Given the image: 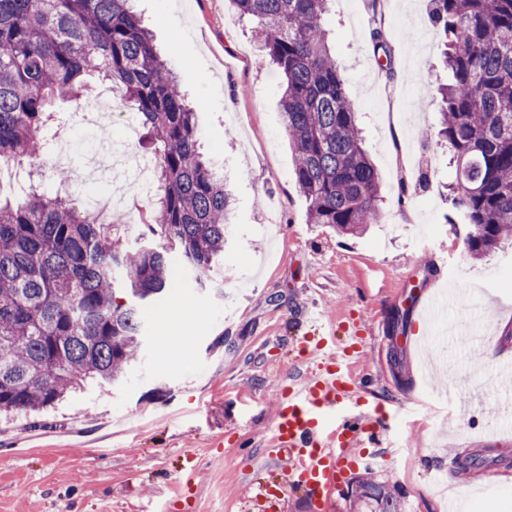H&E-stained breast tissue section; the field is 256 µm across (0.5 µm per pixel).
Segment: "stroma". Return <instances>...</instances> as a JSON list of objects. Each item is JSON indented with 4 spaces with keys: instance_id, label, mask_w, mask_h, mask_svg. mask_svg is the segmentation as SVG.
<instances>
[{
    "instance_id": "35a3bbf8",
    "label": "stroma",
    "mask_w": 512,
    "mask_h": 512,
    "mask_svg": "<svg viewBox=\"0 0 512 512\" xmlns=\"http://www.w3.org/2000/svg\"><path fill=\"white\" fill-rule=\"evenodd\" d=\"M134 7L189 97L202 153L233 188L223 288H201L174 258L179 291L147 313L142 358L123 383L88 385L39 412L0 411V512H242L257 493L253 473L274 471L264 448L278 398L323 365L322 337L349 346L343 324L364 338L351 366L365 380L355 398L379 439L350 454L334 512H351V485L367 473L398 487L402 512H447L436 494L443 481L467 512H512V465L475 476L454 464L458 452L512 450V385L481 383L512 365V278L500 272L512 245L471 259L446 219L448 149L419 136L438 120L440 101L427 85L448 80L430 0H336L327 20L382 180L381 217L356 236L308 220L293 181L281 77L261 62L251 21L230 0H135ZM378 25L390 33L389 79L368 45ZM102 95L96 86L61 105L66 122L55 144L71 161L48 152L33 162L46 192L57 190V169L80 172L81 142L136 155L143 132L127 134L129 108L90 113ZM424 172L427 187L413 192ZM424 288L461 292L447 323L489 326L479 371L463 366L448 337L438 340L441 368L421 365L430 326L415 296ZM313 303L324 326L307 320ZM185 308L196 312L189 341L158 334ZM399 314L406 325H397ZM450 366L453 399L437 394Z\"/></svg>"
}]
</instances>
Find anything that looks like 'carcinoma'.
Returning <instances> with one entry per match:
<instances>
[{
  "label": "carcinoma",
  "mask_w": 512,
  "mask_h": 512,
  "mask_svg": "<svg viewBox=\"0 0 512 512\" xmlns=\"http://www.w3.org/2000/svg\"><path fill=\"white\" fill-rule=\"evenodd\" d=\"M131 0H0V173L48 150L55 104L95 77L136 113L162 194L136 238L68 194L35 187L0 198V410L40 411L89 378L118 380L137 361L145 310L175 288L172 256L197 280L224 263L228 190L198 151L195 112ZM253 22L282 78L280 107L309 222L346 235L380 217V175L363 147L326 20L335 0H231ZM444 35L438 135L455 180L448 223L463 218L469 256L512 243V0H431ZM389 70V41L371 33ZM473 453L455 465L475 474ZM355 512H401L396 489L356 480Z\"/></svg>",
  "instance_id": "obj_1"
}]
</instances>
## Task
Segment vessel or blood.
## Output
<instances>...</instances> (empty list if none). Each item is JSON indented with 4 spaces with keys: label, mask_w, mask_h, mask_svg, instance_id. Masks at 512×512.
<instances>
[{
    "label": "vessel or blood",
    "mask_w": 512,
    "mask_h": 512,
    "mask_svg": "<svg viewBox=\"0 0 512 512\" xmlns=\"http://www.w3.org/2000/svg\"><path fill=\"white\" fill-rule=\"evenodd\" d=\"M353 382L349 361L337 359L289 387L275 411L268 455L283 463L284 486L319 491L316 512H331L341 463L362 437L358 416L343 414Z\"/></svg>",
    "instance_id": "b4317fda"
}]
</instances>
